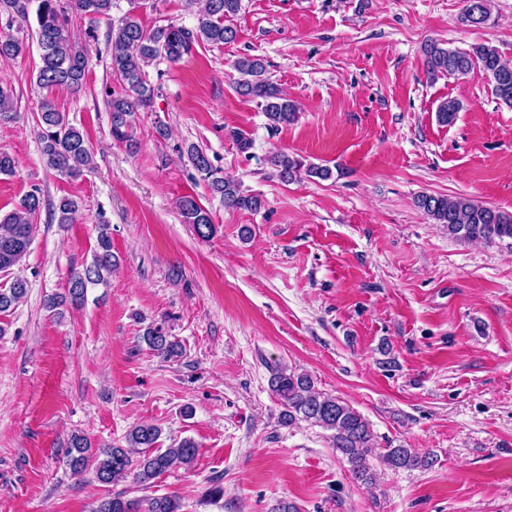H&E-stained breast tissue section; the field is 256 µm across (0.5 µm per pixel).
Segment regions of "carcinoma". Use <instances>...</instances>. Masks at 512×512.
Returning a JSON list of instances; mask_svg holds the SVG:
<instances>
[{"mask_svg": "<svg viewBox=\"0 0 512 512\" xmlns=\"http://www.w3.org/2000/svg\"><path fill=\"white\" fill-rule=\"evenodd\" d=\"M198 24L188 29L174 22L151 29L142 25L134 9H129L110 32L109 69L119 88L106 90V105L111 114L112 139L129 147L134 114L153 107L155 85L149 78V68L160 61L175 64L201 43L224 45L235 41L237 30L232 23L242 8V0H199ZM115 0H0V16L9 22L20 21L30 26V13H35L36 27L30 36L40 49V66L35 76L39 88H66L79 91L86 82L90 63L89 42L96 40L93 29L85 39L73 35L74 24L85 17H108ZM463 24L473 27L488 25L492 20L491 0H463L460 15ZM29 44L13 35L0 36V60H14L24 55ZM425 68L428 78L439 76L463 77L473 68L485 74L494 71L509 75V80L493 85L500 103L512 108V60L504 58L488 44L473 45L468 50L451 49L431 41L424 45ZM239 73L237 92L257 101L269 126L279 128L293 124L298 118L295 103L268 77L262 59L240 58L235 63ZM461 104L455 99L441 102L436 111L439 123L451 125ZM15 112L13 89L0 84V122L13 118ZM40 151L48 169L58 176L76 179L93 165V154L83 134L49 99L41 101L36 115ZM189 162L207 182L212 195L220 198L224 207L232 210L258 211L264 205L259 194L241 191L239 182L220 174L208 155L192 146L187 151ZM269 162L276 176L292 182L300 175L328 179L330 168L306 162L301 156L280 152ZM415 205L435 224H441L448 235L461 243L483 242L496 244L512 241V215L479 203L465 195L421 194ZM42 207L36 190L27 193L16 207L0 218V272L19 266L32 242L34 221ZM78 202L65 197L56 205L53 216L58 224L76 220ZM184 221L193 225L196 233L205 238L215 231L209 211L192 195L178 201ZM118 258L112 253V237L108 225H98L96 248L92 262L72 270L69 288L64 295H55L48 302L54 310L65 302L81 305L91 286L108 284ZM27 294V280L12 279L9 287L0 289V313L13 309ZM143 342L163 358L178 357L182 347L158 324L145 328ZM271 391L282 406L285 424L310 422L332 432L336 449L346 458L352 473L364 483L373 479L367 463V453L373 447V434L365 418L346 402L319 393L312 378L305 373L278 370L270 379ZM162 429L149 423L133 426L125 436V445L100 448L91 453L86 436L71 437L67 465L75 475L93 471L98 482L109 485L128 477L144 488H150L161 475L189 467L195 461L199 446L184 438L168 448L159 446ZM383 461L393 469L427 468L435 463L431 454H419L411 448L397 446L386 449ZM93 512H182V503L175 495H158L147 499H128L118 493L97 503Z\"/></svg>", "mask_w": 512, "mask_h": 512, "instance_id": "1", "label": "carcinoma"}]
</instances>
